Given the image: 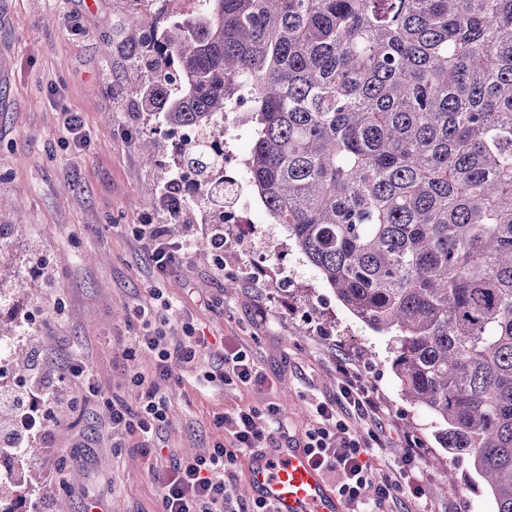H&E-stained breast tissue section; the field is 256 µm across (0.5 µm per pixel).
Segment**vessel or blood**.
<instances>
[{"label": "vessel or blood", "mask_w": 512, "mask_h": 512, "mask_svg": "<svg viewBox=\"0 0 512 512\" xmlns=\"http://www.w3.org/2000/svg\"><path fill=\"white\" fill-rule=\"evenodd\" d=\"M249 487L274 512H343L341 500L301 448H268L252 455Z\"/></svg>", "instance_id": "vessel-or-blood-1"}]
</instances>
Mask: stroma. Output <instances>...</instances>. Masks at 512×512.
<instances>
[{"label":"stroma","instance_id":"35a3bbf8","mask_svg":"<svg viewBox=\"0 0 512 512\" xmlns=\"http://www.w3.org/2000/svg\"><path fill=\"white\" fill-rule=\"evenodd\" d=\"M155 0H0V411L31 385L54 397L49 427L25 460L35 473L22 502L38 512H157L160 490L140 440L110 438L112 397L139 410L137 372L155 357L134 344L145 332L135 308L169 302L168 336L185 327L210 342L196 368L169 364L168 422L155 438L165 456L189 458L229 435L219 413L276 404L275 446L304 441L318 402L335 397L336 362L353 359L380 402L384 433L417 436L416 475L426 498L394 500L384 512H494L468 463L440 448L438 423L403 395L392 370L391 336L352 315L262 205L227 229L221 254L206 242L215 207L191 197L189 250L156 278L134 225L170 224L161 197L174 167L176 136L124 75L144 65ZM82 118L75 146L66 113ZM249 351L269 381L241 390L203 387L223 352ZM78 358L99 395L67 376Z\"/></svg>","mask_w":512,"mask_h":512}]
</instances>
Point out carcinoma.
<instances>
[{
  "label": "carcinoma",
  "instance_id": "obj_1",
  "mask_svg": "<svg viewBox=\"0 0 512 512\" xmlns=\"http://www.w3.org/2000/svg\"><path fill=\"white\" fill-rule=\"evenodd\" d=\"M196 3L126 81L172 129L247 103L251 189L512 512V0ZM177 153L213 200L221 158Z\"/></svg>",
  "mask_w": 512,
  "mask_h": 512
}]
</instances>
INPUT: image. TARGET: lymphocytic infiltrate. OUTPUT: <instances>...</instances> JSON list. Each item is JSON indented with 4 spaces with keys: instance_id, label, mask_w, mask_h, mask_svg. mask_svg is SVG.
Segmentation results:
<instances>
[{
    "instance_id": "1",
    "label": "lymphocytic infiltrate",
    "mask_w": 512,
    "mask_h": 512,
    "mask_svg": "<svg viewBox=\"0 0 512 512\" xmlns=\"http://www.w3.org/2000/svg\"><path fill=\"white\" fill-rule=\"evenodd\" d=\"M134 231L147 248L155 272L167 275L181 259L183 245L170 242L159 224H139ZM138 314L153 325L152 330L138 337L137 343L155 353L156 373L136 374V381L145 389L140 410L133 414L113 406L112 433L136 434L146 441L145 452L152 458L151 469L160 488L158 512H238L226 474L240 453L267 447L272 436L270 426L278 421V409L268 407L263 416L251 408L219 415L216 424L228 430L230 443L218 442L193 458L167 463L161 448L153 443L167 418L166 396L155 376L165 373L167 363L173 359L194 365L207 349L208 341L190 333L178 344L169 345L162 312L142 308ZM336 370L340 378L339 395L317 403L318 425L307 433L302 446L320 471L338 475L336 493L346 512H376L390 499L425 497V487L413 475L417 464L416 440L410 435L403 436L402 453L395 465L388 472L378 473L373 451L388 444L385 435L378 431L379 407L352 360L339 359ZM203 379L239 387L262 381L263 375L247 351L238 348L224 353L220 363L206 372ZM10 405L14 418L0 435V447L21 452L30 436L42 430L49 401L42 390L29 389L12 395Z\"/></svg>"
}]
</instances>
